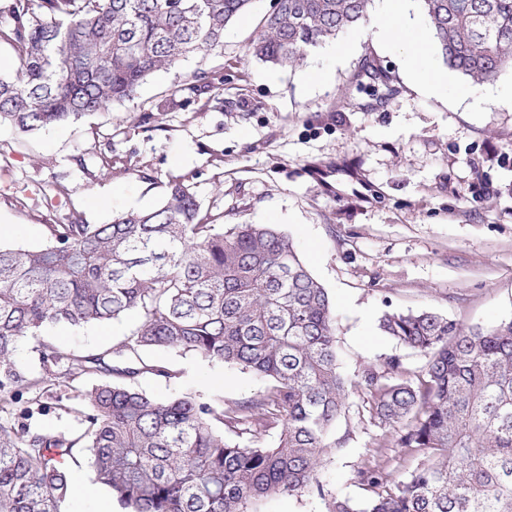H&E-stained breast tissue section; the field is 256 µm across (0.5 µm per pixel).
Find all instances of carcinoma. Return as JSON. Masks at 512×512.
Here are the masks:
<instances>
[{
    "label": "carcinoma",
    "mask_w": 512,
    "mask_h": 512,
    "mask_svg": "<svg viewBox=\"0 0 512 512\" xmlns=\"http://www.w3.org/2000/svg\"><path fill=\"white\" fill-rule=\"evenodd\" d=\"M252 0H0V42L18 68L0 76V124L32 132L132 98L159 71L223 46ZM373 0H276L249 52L274 67L302 65L325 41L361 23ZM444 62L475 84L512 64V0H417ZM198 71L187 90L221 82ZM356 90L389 101L391 71L366 57ZM43 247L0 246V412L15 395L37 396L77 375L75 433L0 418V512H60L75 492L76 453L127 512H252L273 493L323 495L315 475L329 430L355 386L378 425L398 428L376 452L418 459L396 480L381 465L356 471L374 492L338 498L328 512H512V320L464 328L436 312H386L379 328L429 357L424 373L397 377L339 371L336 321L326 289L273 224L218 223L192 189L169 182L158 208L110 224L70 215L49 224ZM136 311L141 320L112 347L66 353L43 338L39 371L16 356L49 325L103 323ZM147 349L191 352L268 382L229 406L192 394L160 401L139 390ZM247 442L227 440L217 424ZM278 432L272 447L260 444Z\"/></svg>",
    "instance_id": "1"
}]
</instances>
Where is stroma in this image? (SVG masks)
<instances>
[{
  "instance_id": "stroma-1",
  "label": "stroma",
  "mask_w": 512,
  "mask_h": 512,
  "mask_svg": "<svg viewBox=\"0 0 512 512\" xmlns=\"http://www.w3.org/2000/svg\"><path fill=\"white\" fill-rule=\"evenodd\" d=\"M273 0H253L222 48L156 73L127 101L33 133L0 125V245L36 248L47 227L72 212L108 224L125 212H149L171 179L184 180L203 210L227 224H273L295 243L326 288L336 317L340 370L356 379L365 367L399 358L408 377L426 357L384 335L388 311L432 310L464 326L489 328L512 319V68L480 86L460 73L437 96L419 94L400 48L380 41L372 20L340 34L349 49L330 64L319 47L306 69H274L248 52ZM392 71L400 94L386 104L355 91L365 56ZM224 77L209 94L182 92L193 73ZM153 114L156 125L142 123ZM139 321L131 312L105 324L49 326L65 352L111 347ZM168 376L145 374L140 390L158 400L194 393L233 404L263 392L267 382L239 367L176 351L145 352ZM352 390L331 428L316 474L323 496L273 494L257 512H327L330 499L363 501L359 468L384 463L403 478L415 461L378 457L381 428ZM34 428L68 431L72 415L32 404L13 405ZM78 490L63 512H120L94 480L87 456L73 466Z\"/></svg>"
}]
</instances>
